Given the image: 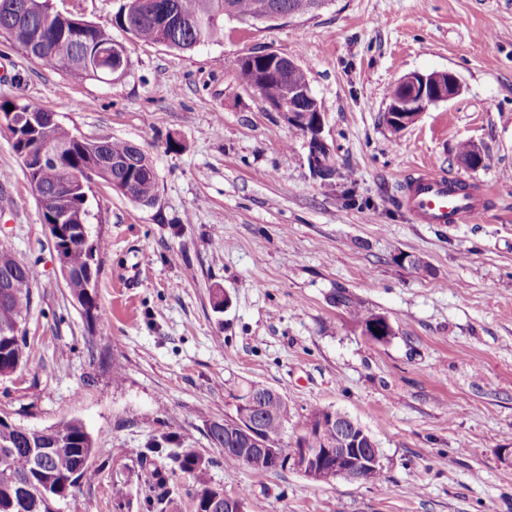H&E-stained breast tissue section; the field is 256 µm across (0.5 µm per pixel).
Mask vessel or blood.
<instances>
[{"label": "vessel or blood", "mask_w": 512, "mask_h": 512, "mask_svg": "<svg viewBox=\"0 0 512 512\" xmlns=\"http://www.w3.org/2000/svg\"><path fill=\"white\" fill-rule=\"evenodd\" d=\"M452 176L424 167L414 171L402 195V203L421 224H460L479 216L482 208L475 192H462Z\"/></svg>", "instance_id": "vessel-or-blood-1"}]
</instances>
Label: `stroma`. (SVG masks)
Here are the masks:
<instances>
[{"instance_id":"stroma-1","label":"stroma","mask_w":512,"mask_h":512,"mask_svg":"<svg viewBox=\"0 0 512 512\" xmlns=\"http://www.w3.org/2000/svg\"><path fill=\"white\" fill-rule=\"evenodd\" d=\"M112 36L125 74L76 83L0 35V101L141 145L158 182L149 206L92 183L106 316L87 321L0 126V244L38 272L35 356L0 377V411L31 429L85 424L96 474L75 492L95 512H147L140 459L168 432L211 460L215 487L248 490V512H512V466L499 459L512 448V0H334L313 16L225 22L189 50ZM253 52L307 70L331 180L312 175L304 133L239 79ZM448 70L460 94L393 132L390 87ZM464 141L481 167L458 162ZM427 162L482 184V215L415 223L401 190ZM339 288L393 337L365 339L333 302ZM253 381L287 399L283 441L318 407L358 421L381 482L225 467L208 428Z\"/></svg>"}]
</instances>
